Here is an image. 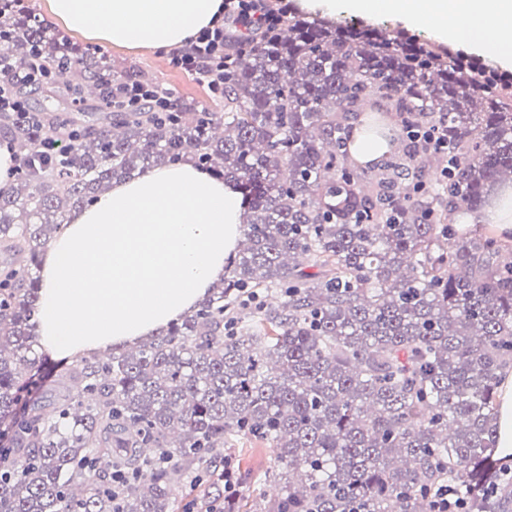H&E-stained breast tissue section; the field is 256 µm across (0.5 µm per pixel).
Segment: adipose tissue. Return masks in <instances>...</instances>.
Here are the masks:
<instances>
[{
  "label": "adipose tissue",
  "instance_id": "ef3b65f1",
  "mask_svg": "<svg viewBox=\"0 0 512 512\" xmlns=\"http://www.w3.org/2000/svg\"><path fill=\"white\" fill-rule=\"evenodd\" d=\"M307 2L390 15L512 68V0ZM50 10L93 41L161 49L211 27L224 0H50ZM242 202L233 184L177 163L113 183L72 213L43 257V349L69 357L133 343L191 310L237 246Z\"/></svg>",
  "mask_w": 512,
  "mask_h": 512
}]
</instances>
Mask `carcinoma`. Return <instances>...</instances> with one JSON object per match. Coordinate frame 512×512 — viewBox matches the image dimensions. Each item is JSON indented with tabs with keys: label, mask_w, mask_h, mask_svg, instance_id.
Masks as SVG:
<instances>
[{
	"label": "carcinoma",
	"mask_w": 512,
	"mask_h": 512,
	"mask_svg": "<svg viewBox=\"0 0 512 512\" xmlns=\"http://www.w3.org/2000/svg\"><path fill=\"white\" fill-rule=\"evenodd\" d=\"M34 51L81 80L63 79L69 112H0L18 146L0 191V512H176L191 482L207 485L202 508L243 512L232 437L276 449L278 493L249 512H435L446 485L463 512H512V478L488 464L512 368V245L454 229L461 205L512 181V80L293 14L240 54L224 111L183 99L168 116L123 109L99 51L0 11L4 63ZM367 110L401 130L370 172L348 136ZM54 133L64 144L48 153ZM188 160L244 191L224 278L179 321L26 396L43 362L33 269L69 211Z\"/></svg>",
	"instance_id": "cac0c4a2"
}]
</instances>
